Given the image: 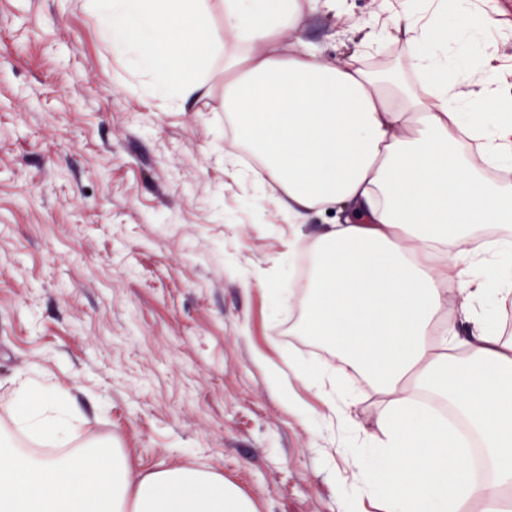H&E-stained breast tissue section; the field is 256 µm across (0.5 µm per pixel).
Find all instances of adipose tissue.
<instances>
[{"mask_svg":"<svg viewBox=\"0 0 512 512\" xmlns=\"http://www.w3.org/2000/svg\"><path fill=\"white\" fill-rule=\"evenodd\" d=\"M343 0H220L224 110L237 140L263 158L259 181L292 224L309 212L345 211L312 246L296 335L332 347L387 402L376 465L343 512L364 494L386 512H512V336L486 307L512 303V242L475 246L482 225L512 223V185L489 166H512V99L497 87L486 37L498 19L477 0H381L374 36L404 43L409 85L380 76L356 55L325 63L299 35L315 5ZM115 47L133 49L158 95L187 103L215 66L210 9L200 0H90ZM295 34L288 52L278 44ZM467 289L473 328L455 338L448 293ZM450 400L483 441L495 480L478 479L459 436L417 401ZM31 379L6 405L17 431L52 455L0 436V512H257L255 502L209 469L136 471L104 443L79 440V419Z\"/></svg>","mask_w":512,"mask_h":512,"instance_id":"ef3b65f1","label":"adipose tissue"}]
</instances>
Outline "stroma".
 <instances>
[{"label": "stroma", "instance_id": "35a3bbf8", "mask_svg": "<svg viewBox=\"0 0 512 512\" xmlns=\"http://www.w3.org/2000/svg\"><path fill=\"white\" fill-rule=\"evenodd\" d=\"M488 43L512 95V0ZM379 0L308 15L302 40L340 65L364 50ZM113 47L88 0H0V427L17 376L63 387L80 439L148 472L213 469L258 512H339L384 399L327 345L288 327L300 248L340 212L290 224L254 179L224 173L242 151L224 75L183 107ZM337 368L351 426L288 369ZM283 386H274L271 371ZM309 418L287 410L288 399Z\"/></svg>", "mask_w": 512, "mask_h": 512}]
</instances>
